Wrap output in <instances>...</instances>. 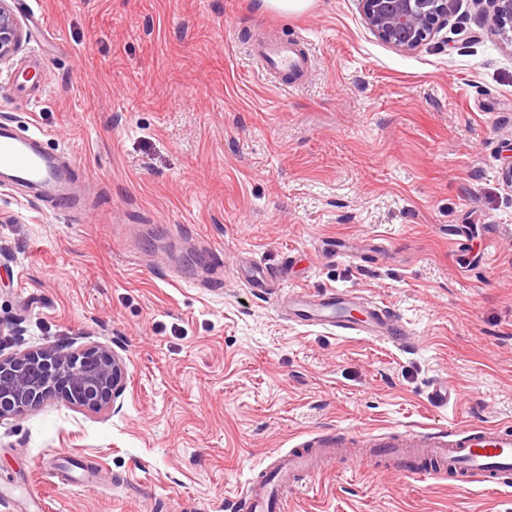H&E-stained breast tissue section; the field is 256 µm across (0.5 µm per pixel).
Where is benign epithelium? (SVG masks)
Returning <instances> with one entry per match:
<instances>
[{
	"label": "benign epithelium",
	"mask_w": 512,
	"mask_h": 512,
	"mask_svg": "<svg viewBox=\"0 0 512 512\" xmlns=\"http://www.w3.org/2000/svg\"><path fill=\"white\" fill-rule=\"evenodd\" d=\"M364 21L384 43L412 53L448 26L453 0H358ZM491 28L512 45V0H487ZM23 40L7 0H0V66ZM125 368L108 346L61 352L52 347L0 355V418L19 416L51 397L110 409L124 390Z\"/></svg>",
	"instance_id": "benign-epithelium-1"
}]
</instances>
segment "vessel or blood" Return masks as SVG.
<instances>
[{
	"label": "vessel or blood",
	"instance_id": "vessel-or-blood-1",
	"mask_svg": "<svg viewBox=\"0 0 512 512\" xmlns=\"http://www.w3.org/2000/svg\"><path fill=\"white\" fill-rule=\"evenodd\" d=\"M261 56L269 70L288 75L298 84L305 68V56L285 43L266 46ZM0 185L29 189L58 200L70 197L73 182L55 154L46 152L37 133L18 134L7 121L0 122ZM290 318L331 328L340 336H363L408 347L412 338L395 320L389 308L365 300L348 289H327L310 294L304 289L288 293ZM345 443L327 437L311 448H294L278 456L279 481L268 487L253 476L247 489V512H269L279 505L284 493L304 478L320 473L325 462L348 457ZM366 460L383 457L407 476H456L467 471L483 483L506 487L512 479V427H463L454 431H410L400 436H380L368 442Z\"/></svg>",
	"mask_w": 512,
	"mask_h": 512
}]
</instances>
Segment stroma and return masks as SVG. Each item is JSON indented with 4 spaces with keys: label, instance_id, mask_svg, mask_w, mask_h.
<instances>
[{
    "label": "stroma",
    "instance_id": "obj_1",
    "mask_svg": "<svg viewBox=\"0 0 512 512\" xmlns=\"http://www.w3.org/2000/svg\"><path fill=\"white\" fill-rule=\"evenodd\" d=\"M9 5L0 120L72 157L85 211L0 187V321L22 330L0 353L105 344L125 391L0 419V512H231L272 454L321 436L512 426V49L476 0L412 54L356 0ZM266 40L308 56L299 86L261 68ZM254 259L287 281L254 292ZM332 287L417 343L289 320V289ZM283 512H512V493L353 459ZM7 2L0 1V67L12 60L23 40V30Z\"/></svg>",
    "mask_w": 512,
    "mask_h": 512
}]
</instances>
